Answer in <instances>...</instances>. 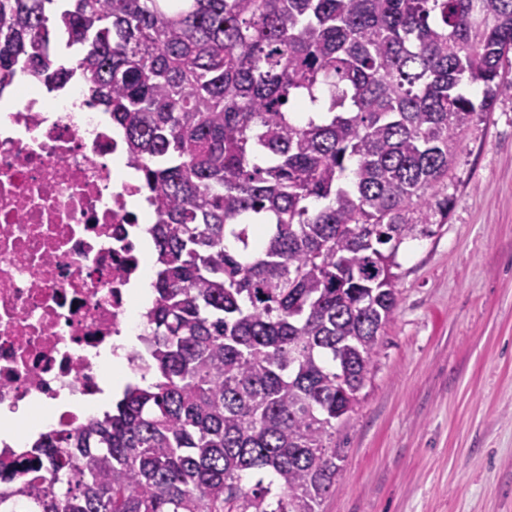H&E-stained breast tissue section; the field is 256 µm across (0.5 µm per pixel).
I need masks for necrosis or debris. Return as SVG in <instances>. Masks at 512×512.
Masks as SVG:
<instances>
[{
  "label": "necrosis or debris",
  "mask_w": 512,
  "mask_h": 512,
  "mask_svg": "<svg viewBox=\"0 0 512 512\" xmlns=\"http://www.w3.org/2000/svg\"><path fill=\"white\" fill-rule=\"evenodd\" d=\"M0 94V496L26 482L27 426L49 433L96 417L102 350L146 374L145 353L116 340L145 330L133 282L146 263L119 178L121 139L79 84L46 96L34 71Z\"/></svg>",
  "instance_id": "1"
}]
</instances>
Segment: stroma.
Returning <instances> with one entry per match:
<instances>
[{
    "label": "stroma",
    "instance_id": "35a3bbf8",
    "mask_svg": "<svg viewBox=\"0 0 512 512\" xmlns=\"http://www.w3.org/2000/svg\"><path fill=\"white\" fill-rule=\"evenodd\" d=\"M448 197L447 224L399 248L318 512H512V97L465 127Z\"/></svg>",
    "mask_w": 512,
    "mask_h": 512
}]
</instances>
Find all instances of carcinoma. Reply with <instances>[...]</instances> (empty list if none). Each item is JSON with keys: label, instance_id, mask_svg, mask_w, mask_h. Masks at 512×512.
Wrapping results in <instances>:
<instances>
[{"label": "carcinoma", "instance_id": "cac0c4a2", "mask_svg": "<svg viewBox=\"0 0 512 512\" xmlns=\"http://www.w3.org/2000/svg\"><path fill=\"white\" fill-rule=\"evenodd\" d=\"M511 52L512 0H0V89L78 80L157 207L152 380L42 437L17 512H317Z\"/></svg>", "mask_w": 512, "mask_h": 512}]
</instances>
